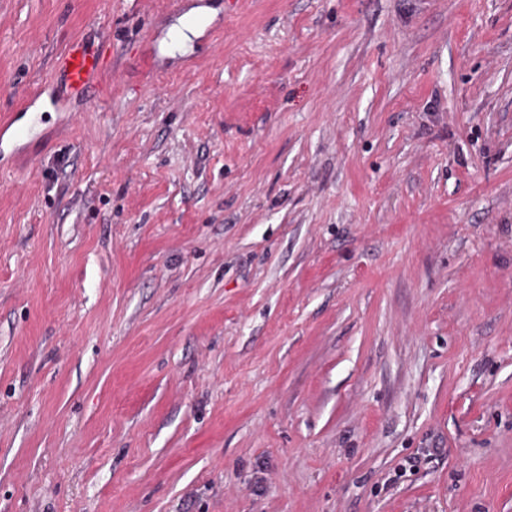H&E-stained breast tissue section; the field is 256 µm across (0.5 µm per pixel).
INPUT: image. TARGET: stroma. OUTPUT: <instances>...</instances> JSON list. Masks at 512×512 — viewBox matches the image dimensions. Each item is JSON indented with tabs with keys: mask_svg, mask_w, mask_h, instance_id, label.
Masks as SVG:
<instances>
[{
	"mask_svg": "<svg viewBox=\"0 0 512 512\" xmlns=\"http://www.w3.org/2000/svg\"><path fill=\"white\" fill-rule=\"evenodd\" d=\"M34 111L0 512H512V0H0ZM103 41V36L97 41L95 37L76 38L56 57L51 77L55 84V105L96 101L110 75L100 46Z\"/></svg>",
	"mask_w": 512,
	"mask_h": 512,
	"instance_id": "1",
	"label": "stroma"
}]
</instances>
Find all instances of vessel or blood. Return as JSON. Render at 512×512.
Segmentation results:
<instances>
[{
	"instance_id": "b4317fda",
	"label": "vessel or blood",
	"mask_w": 512,
	"mask_h": 512,
	"mask_svg": "<svg viewBox=\"0 0 512 512\" xmlns=\"http://www.w3.org/2000/svg\"><path fill=\"white\" fill-rule=\"evenodd\" d=\"M110 75L99 41L84 36L72 40L56 57L51 80L55 85V105L68 102L91 103L96 101L100 88ZM41 121L39 115H32L28 127L15 126L10 117L0 118V159L5 156L9 143L30 135L32 126Z\"/></svg>"
}]
</instances>
